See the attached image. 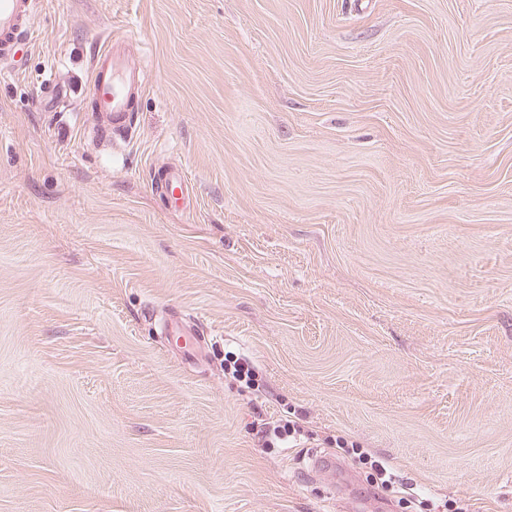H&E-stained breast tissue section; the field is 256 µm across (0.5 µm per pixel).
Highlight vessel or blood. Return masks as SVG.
I'll return each instance as SVG.
<instances>
[{"label": "vessel or blood", "mask_w": 512, "mask_h": 512, "mask_svg": "<svg viewBox=\"0 0 512 512\" xmlns=\"http://www.w3.org/2000/svg\"><path fill=\"white\" fill-rule=\"evenodd\" d=\"M36 0H0V62L13 64L23 46L36 40ZM145 75L123 47L122 39L108 37L90 62L88 94L93 107L89 121L101 133L130 131L134 102Z\"/></svg>", "instance_id": "vessel-or-blood-1"}]
</instances>
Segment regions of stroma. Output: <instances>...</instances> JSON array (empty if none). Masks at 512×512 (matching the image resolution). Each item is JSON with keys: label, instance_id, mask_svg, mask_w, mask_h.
<instances>
[{"label": "stroma", "instance_id": "stroma-1", "mask_svg": "<svg viewBox=\"0 0 512 512\" xmlns=\"http://www.w3.org/2000/svg\"><path fill=\"white\" fill-rule=\"evenodd\" d=\"M36 25L0 69V512H512V0H41ZM111 35L146 82L97 143L72 87ZM289 415L306 437L265 447Z\"/></svg>", "mask_w": 512, "mask_h": 512}]
</instances>
